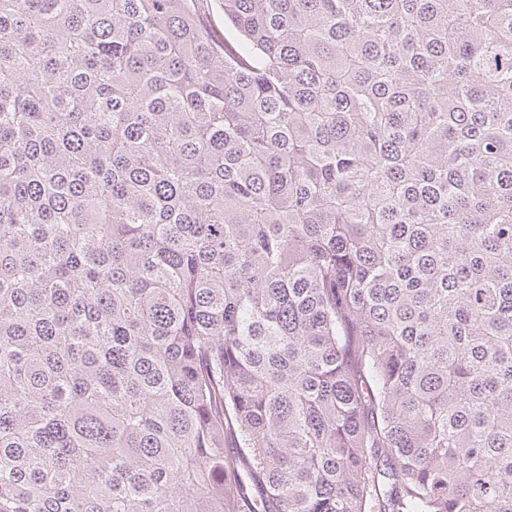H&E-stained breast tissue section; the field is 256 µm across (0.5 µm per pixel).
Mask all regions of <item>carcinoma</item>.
I'll use <instances>...</instances> for the list:
<instances>
[{
    "instance_id": "1",
    "label": "carcinoma",
    "mask_w": 512,
    "mask_h": 512,
    "mask_svg": "<svg viewBox=\"0 0 512 512\" xmlns=\"http://www.w3.org/2000/svg\"><path fill=\"white\" fill-rule=\"evenodd\" d=\"M0 0V512H512V0Z\"/></svg>"
}]
</instances>
